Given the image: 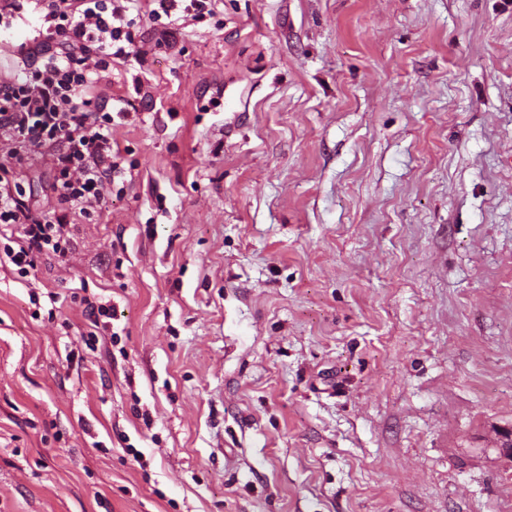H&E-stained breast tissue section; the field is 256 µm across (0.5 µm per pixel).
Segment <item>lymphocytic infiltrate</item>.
<instances>
[{"mask_svg": "<svg viewBox=\"0 0 512 512\" xmlns=\"http://www.w3.org/2000/svg\"><path fill=\"white\" fill-rule=\"evenodd\" d=\"M213 0H0V26L38 15L42 29L25 51L24 67L0 77V236L18 235L6 253L19 276L36 267L46 251L66 258L70 216L100 214L108 201L104 189L119 169L120 150L112 140L113 111L100 88L112 83V67L143 63L135 46L133 18L174 16L183 5L197 15ZM48 157L54 173L56 205L33 213L22 200L16 165Z\"/></svg>", "mask_w": 512, "mask_h": 512, "instance_id": "f902f5d3", "label": "lymphocytic infiltrate"}]
</instances>
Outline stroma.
Segmentation results:
<instances>
[{
	"label": "stroma",
	"mask_w": 512,
	"mask_h": 512,
	"mask_svg": "<svg viewBox=\"0 0 512 512\" xmlns=\"http://www.w3.org/2000/svg\"><path fill=\"white\" fill-rule=\"evenodd\" d=\"M154 27L106 211L0 263V512H512V0Z\"/></svg>",
	"instance_id": "stroma-1"
}]
</instances>
